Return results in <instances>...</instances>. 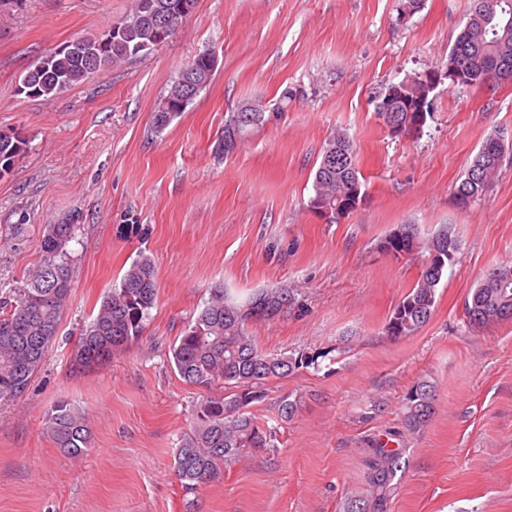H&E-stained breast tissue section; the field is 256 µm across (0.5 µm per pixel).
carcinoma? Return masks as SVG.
<instances>
[{
    "label": "carcinoma",
    "mask_w": 512,
    "mask_h": 512,
    "mask_svg": "<svg viewBox=\"0 0 512 512\" xmlns=\"http://www.w3.org/2000/svg\"><path fill=\"white\" fill-rule=\"evenodd\" d=\"M176 0H134L127 17L113 22L93 37L78 38L63 50L42 57L23 77L20 92L28 97H52L76 85L88 76L106 71L131 58L144 56L167 42L182 23L184 16L167 14L161 27L153 14L166 11ZM490 22L465 24L448 53L446 67H456L462 75L461 86H487L501 81L495 74L496 64L512 66V0H494ZM195 68V80L205 88L213 69L202 54H197L185 69ZM386 86L374 97L380 119L385 103L403 110L425 97L426 87L416 82L408 89V101L397 102ZM184 96L181 77L173 80L167 94L155 111V127L165 128L176 113ZM256 110L253 124L233 137L228 120L215 153L225 154L266 122L264 108ZM25 142L15 136H0V156L12 160L23 151ZM503 157L498 136H488L473 157L455 192H470L472 201L485 194L496 176ZM363 176L356 165L353 145L343 132H336L323 148L313 178V195L308 207L317 211L327 205L343 208V202L354 190L365 197ZM407 231L405 248L418 256L421 272L416 284L393 310L386 329L392 334L393 321H398L404 335L417 332L431 318L436 290L445 274L446 265L455 260L457 245L452 236L437 233L420 237L413 224L403 225ZM77 225L50 224L38 244L40 261L29 272L27 288L15 306L0 301V394L23 393L41 368L56 341L62 317L71 294V276L67 247L75 239ZM157 286L150 258L143 256L124 273L120 286L103 299L95 318L82 330L75 343L72 362L77 368L90 369L112 358V355L141 335L144 322L155 307ZM260 301L269 309L268 318L280 315L294 300L288 288H270L254 294L249 302ZM482 307V318H467L472 327L512 319V267L491 269L467 300L466 309ZM245 305L212 289L211 296L184 334L172 348L174 368L185 382L208 390L193 416V431L184 439L175 455V471L182 488L196 493L220 473L224 458L243 448L268 446L267 432L247 414V408L263 396V386L273 379L285 378L314 360L288 355H275L258 346L247 331ZM431 395L427 385L417 383L406 395L404 428L414 431L429 417ZM45 429L60 450L78 456L91 446V431L85 412L59 401L48 412ZM402 451L382 444L371 449L365 461L366 492L351 499L345 512H389L393 481L400 472Z\"/></svg>",
    "instance_id": "carcinoma-1"
}]
</instances>
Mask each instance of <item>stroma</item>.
<instances>
[{
	"instance_id": "stroma-1",
	"label": "stroma",
	"mask_w": 512,
	"mask_h": 512,
	"mask_svg": "<svg viewBox=\"0 0 512 512\" xmlns=\"http://www.w3.org/2000/svg\"><path fill=\"white\" fill-rule=\"evenodd\" d=\"M133 0H0V131L26 147L0 175V300H17L48 225H77L71 296L59 336L28 389L0 397V512H344L365 489L379 443L401 449L391 512H512V320L469 326L484 274L512 265V81L441 83L421 133L391 138L372 98L390 82L443 68L471 0H196L151 53L52 97L18 85L41 56L98 34ZM211 51L210 83L164 130L156 107L180 68ZM294 99L278 112L283 90ZM274 118L229 154L214 145L245 102ZM353 141L365 199L339 223L308 207L321 152ZM506 152L481 200L453 195L485 138ZM458 243L429 321L391 338L388 320L416 283L418 258L380 242L399 225ZM158 300L135 341L98 369H70L74 341L140 256ZM224 287L238 300L288 286L294 304L247 329L272 354L311 359L267 382L248 411L272 433L186 494L174 470L203 391L170 348ZM433 410L417 432L403 404L417 382ZM66 399L92 446L65 455L44 416ZM297 410L282 419L283 401Z\"/></svg>"
}]
</instances>
